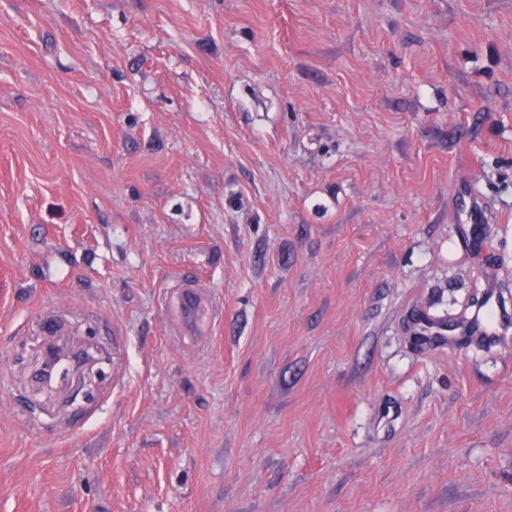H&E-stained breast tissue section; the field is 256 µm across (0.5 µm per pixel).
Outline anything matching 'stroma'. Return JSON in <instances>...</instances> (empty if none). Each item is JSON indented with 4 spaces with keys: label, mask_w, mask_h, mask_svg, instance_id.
<instances>
[{
    "label": "stroma",
    "mask_w": 512,
    "mask_h": 512,
    "mask_svg": "<svg viewBox=\"0 0 512 512\" xmlns=\"http://www.w3.org/2000/svg\"><path fill=\"white\" fill-rule=\"evenodd\" d=\"M501 284L512 0H0V512H512ZM176 291L179 298L180 313L173 323V329L177 333H184L189 326L196 331L197 315L201 306L205 303L204 289L206 286L199 281L180 284ZM491 299L498 302V291L486 293ZM448 324L437 321L426 314H415L412 319V330L415 335L421 336L426 344L446 345L453 343L461 336H494L502 334L507 320L504 314H501L500 303L498 302V318L493 323L487 315L479 313L478 317H461L451 323V329Z\"/></svg>",
    "instance_id": "stroma-1"
}]
</instances>
